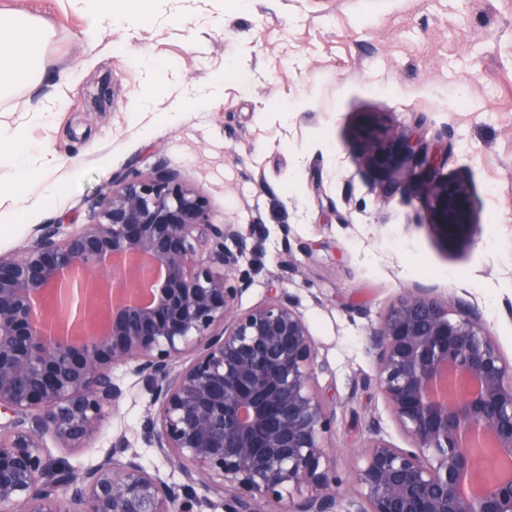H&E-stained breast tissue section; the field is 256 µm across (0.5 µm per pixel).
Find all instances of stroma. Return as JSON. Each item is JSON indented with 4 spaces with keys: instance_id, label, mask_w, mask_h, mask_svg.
Wrapping results in <instances>:
<instances>
[{
    "instance_id": "35a3bbf8",
    "label": "stroma",
    "mask_w": 512,
    "mask_h": 512,
    "mask_svg": "<svg viewBox=\"0 0 512 512\" xmlns=\"http://www.w3.org/2000/svg\"><path fill=\"white\" fill-rule=\"evenodd\" d=\"M1 11L50 33L41 79L0 96V124L24 128L22 149L0 151V188L18 200L17 212L0 208V254L22 251L39 225L93 223L128 170L176 172L212 223L246 238L230 278L247 284L237 310L281 287L303 314L335 414L325 440L342 502L372 425L407 445L366 350L401 293L466 300L512 361V0H153L149 17L92 44L81 0H0ZM62 69L76 83L58 106ZM35 104L48 120L32 117ZM368 126H419L451 145L440 173L472 186L471 243L447 244L403 159L364 164ZM44 177L66 191L40 204ZM392 178L402 187L382 200ZM113 375L125 397L101 433L82 448L46 438L48 451L83 470L121 436L150 474L179 483L144 440L148 386L129 364Z\"/></svg>"
}]
</instances>
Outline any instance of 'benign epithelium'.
Wrapping results in <instances>:
<instances>
[{"label":"benign epithelium","instance_id":"obj_1","mask_svg":"<svg viewBox=\"0 0 512 512\" xmlns=\"http://www.w3.org/2000/svg\"><path fill=\"white\" fill-rule=\"evenodd\" d=\"M365 142L366 162L392 159L397 144L417 175L450 154L413 130ZM425 195L449 241L472 237L466 181L435 177ZM245 248L236 225L212 223L204 199L158 169L114 179L96 223L45 224L23 251L0 254V512L215 507L199 487L224 512H338L324 444L335 415L317 389L314 341L282 288L235 310L245 284L228 280ZM367 345L408 446L373 430L352 478L355 512H512V473L493 468L512 459V364L479 311L409 288ZM129 362L157 405L145 440L178 485L125 455L121 438L82 472L45 450L48 434L79 448L100 433L123 398L112 368Z\"/></svg>","mask_w":512,"mask_h":512}]
</instances>
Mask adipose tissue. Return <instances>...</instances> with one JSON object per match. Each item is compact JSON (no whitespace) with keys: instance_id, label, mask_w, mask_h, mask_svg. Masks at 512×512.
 Instances as JSON below:
<instances>
[{"instance_id":"adipose-tissue-1","label":"adipose tissue","mask_w":512,"mask_h":512,"mask_svg":"<svg viewBox=\"0 0 512 512\" xmlns=\"http://www.w3.org/2000/svg\"><path fill=\"white\" fill-rule=\"evenodd\" d=\"M144 2L124 0L116 11L109 0H86L85 38H94L102 28L115 22L141 19ZM47 35L46 22L22 14L0 17V95L35 79Z\"/></svg>"}]
</instances>
